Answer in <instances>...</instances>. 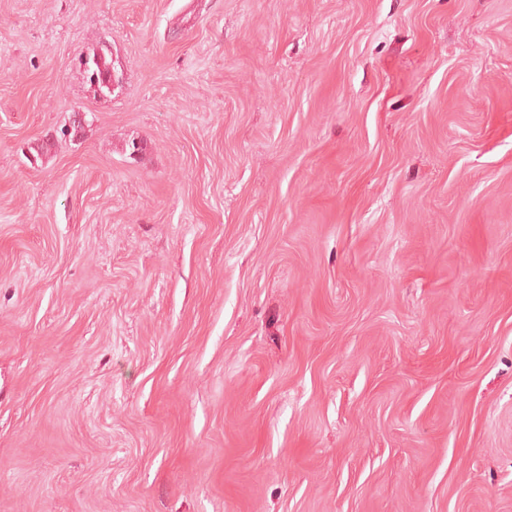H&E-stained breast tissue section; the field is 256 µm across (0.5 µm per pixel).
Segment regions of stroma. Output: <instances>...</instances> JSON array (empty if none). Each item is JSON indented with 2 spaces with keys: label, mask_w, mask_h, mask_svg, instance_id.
Segmentation results:
<instances>
[{
  "label": "stroma",
  "mask_w": 512,
  "mask_h": 512,
  "mask_svg": "<svg viewBox=\"0 0 512 512\" xmlns=\"http://www.w3.org/2000/svg\"><path fill=\"white\" fill-rule=\"evenodd\" d=\"M0 512H512V0H0Z\"/></svg>",
  "instance_id": "stroma-1"
}]
</instances>
